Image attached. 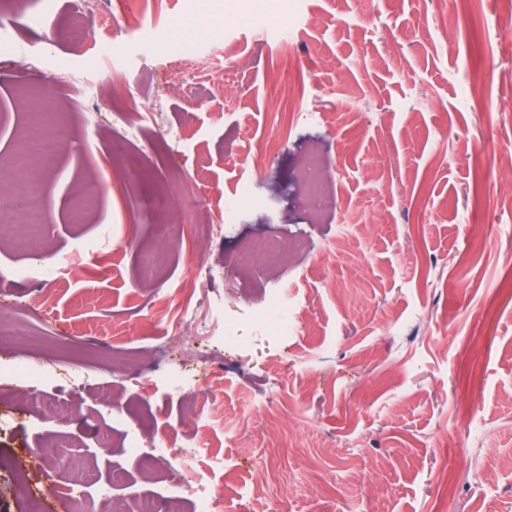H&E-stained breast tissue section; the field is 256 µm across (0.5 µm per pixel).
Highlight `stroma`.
<instances>
[{
	"label": "stroma",
	"instance_id": "1",
	"mask_svg": "<svg viewBox=\"0 0 512 512\" xmlns=\"http://www.w3.org/2000/svg\"><path fill=\"white\" fill-rule=\"evenodd\" d=\"M102 2L107 27L78 40L77 0H0V159L34 117L20 67L62 64L93 90L53 95L73 127L42 177L53 278L0 245V305L17 309L0 365L27 337L72 338L34 354L58 376L26 404L0 377V512H137L148 495L194 512L201 483L223 512H512V193L498 189L512 31L498 0H131L132 24ZM186 58L180 94L166 82ZM310 149L333 177L316 212L298 180ZM91 180L85 203L75 188ZM242 192L253 204L225 211ZM261 237L300 246L241 268ZM271 294L295 309L293 335L253 324L226 347L225 316ZM143 346L166 349L193 392L170 400L148 363L130 380L120 357ZM55 400L68 414H46ZM70 437L60 459L31 455ZM163 441L182 457L146 470ZM60 461L108 498L55 501Z\"/></svg>",
	"mask_w": 512,
	"mask_h": 512
}]
</instances>
